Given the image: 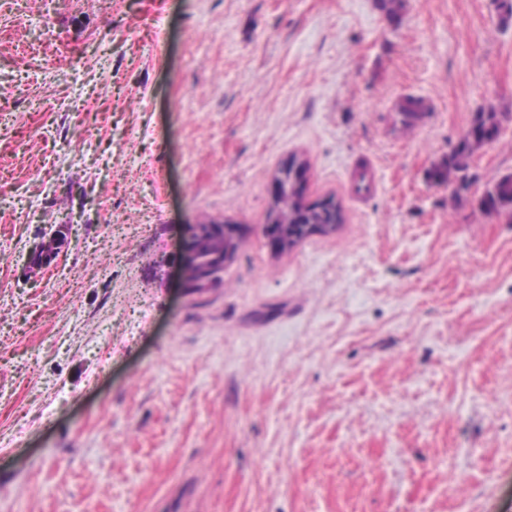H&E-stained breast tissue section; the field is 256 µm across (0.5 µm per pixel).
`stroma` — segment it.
Wrapping results in <instances>:
<instances>
[{
    "label": "stroma",
    "instance_id": "1",
    "mask_svg": "<svg viewBox=\"0 0 512 512\" xmlns=\"http://www.w3.org/2000/svg\"><path fill=\"white\" fill-rule=\"evenodd\" d=\"M499 3L0 0V512H512V223L429 179L480 106L473 194L512 172ZM293 158L343 222L275 255ZM205 219L248 231L187 297ZM390 112H429L427 99L418 95L402 94L394 97L388 104ZM291 169L294 189L303 198L304 202V188L306 183L307 167L304 161L292 159L287 162L280 172L274 177L272 182V208H276L280 199L281 181H288V169ZM306 203V202H305ZM308 204V203H306ZM379 184L374 175L371 164L360 167L357 171L354 182L351 185V194L357 201H364L366 198L377 193ZM209 223V224H207ZM196 224H185L181 247L178 253L177 264L180 273V288L185 295H193L201 290L210 288L218 282L221 273H213L207 270H200L193 275L195 249L194 244L200 241L203 236L202 230H207L215 224L220 225L219 233L224 239V263L223 268L231 265L237 257L239 245L242 242V234L238 224H230L226 220L203 221L200 227ZM67 244L66 232L60 229L39 243L30 254L29 269L31 272L39 271L55 262L64 252ZM33 257H40V260L33 261Z\"/></svg>",
    "mask_w": 512,
    "mask_h": 512
}]
</instances>
